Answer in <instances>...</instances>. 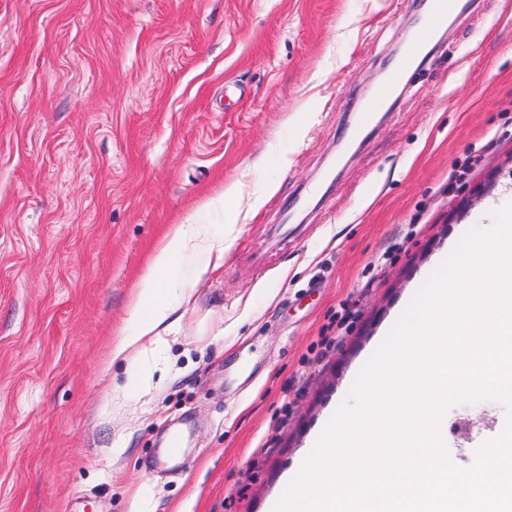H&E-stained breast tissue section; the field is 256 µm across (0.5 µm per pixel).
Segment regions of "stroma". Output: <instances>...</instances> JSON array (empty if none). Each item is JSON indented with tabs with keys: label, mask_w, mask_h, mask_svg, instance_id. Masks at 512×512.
I'll return each instance as SVG.
<instances>
[{
	"label": "stroma",
	"mask_w": 512,
	"mask_h": 512,
	"mask_svg": "<svg viewBox=\"0 0 512 512\" xmlns=\"http://www.w3.org/2000/svg\"><path fill=\"white\" fill-rule=\"evenodd\" d=\"M419 14L0 0V512H267L437 259L512 202V0H470L357 131ZM266 179L279 189L251 209ZM189 215L234 226L223 268L180 264V325L102 375ZM505 419L493 400L452 407L453 462ZM175 433L177 463L155 466Z\"/></svg>",
	"instance_id": "stroma-1"
}]
</instances>
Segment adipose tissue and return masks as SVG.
Segmentation results:
<instances>
[{"instance_id":"1","label":"adipose tissue","mask_w":512,"mask_h":512,"mask_svg":"<svg viewBox=\"0 0 512 512\" xmlns=\"http://www.w3.org/2000/svg\"><path fill=\"white\" fill-rule=\"evenodd\" d=\"M232 237V232H214L210 225L195 223L190 216L169 226L136 285L130 325L113 339L103 372H110L113 362L134 360L147 346L163 343L177 325L176 313L191 297L190 288L177 273L178 261L200 257L204 260L203 272L217 270L224 264V243Z\"/></svg>"}]
</instances>
